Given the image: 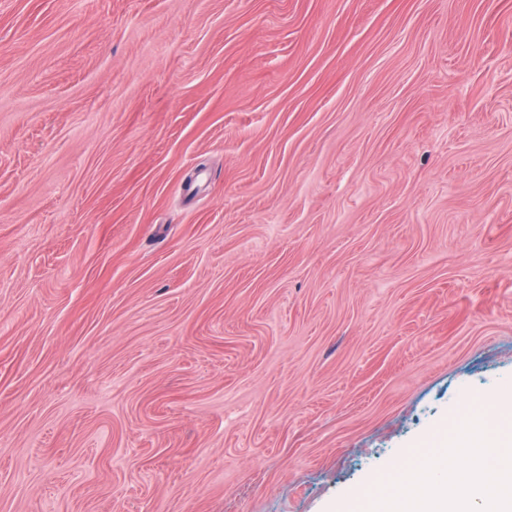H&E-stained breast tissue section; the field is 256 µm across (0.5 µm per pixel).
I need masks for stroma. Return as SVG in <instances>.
Masks as SVG:
<instances>
[{"label":"stroma","instance_id":"stroma-1","mask_svg":"<svg viewBox=\"0 0 512 512\" xmlns=\"http://www.w3.org/2000/svg\"><path fill=\"white\" fill-rule=\"evenodd\" d=\"M512 387V0H0V512H347Z\"/></svg>","mask_w":512,"mask_h":512}]
</instances>
